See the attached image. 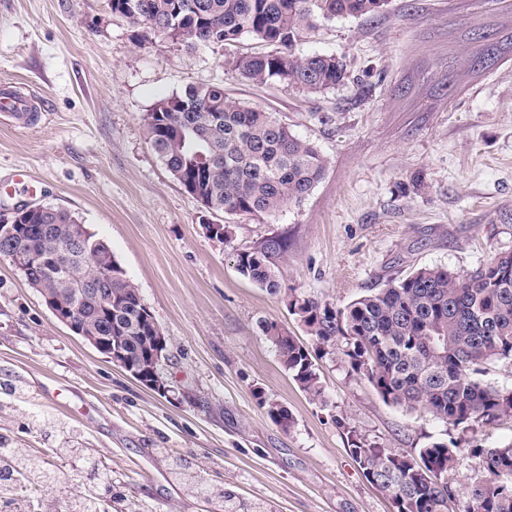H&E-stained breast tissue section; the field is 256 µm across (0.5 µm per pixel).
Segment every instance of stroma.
Wrapping results in <instances>:
<instances>
[{
  "instance_id": "stroma-1",
  "label": "stroma",
  "mask_w": 512,
  "mask_h": 512,
  "mask_svg": "<svg viewBox=\"0 0 512 512\" xmlns=\"http://www.w3.org/2000/svg\"><path fill=\"white\" fill-rule=\"evenodd\" d=\"M512 34L503 0H391L368 18L318 22L301 54H346L351 77L321 95L256 84L208 48L139 42L106 0H0V85L38 93L44 113L18 128L0 117V220L53 205L105 239L168 338L167 394L131 378L59 323L0 257V436L57 465L30 512H67L88 488L60 448H91L139 512H221L172 466L190 462L211 488L268 512H394L364 477L347 433L415 454L459 429L386 404L350 375L340 353L318 356L314 401L281 364L261 324L313 341L287 289L334 307L412 268L468 271L512 250V60L474 73L462 51L474 32ZM200 83L271 112L328 160L301 202L272 216L219 214L212 238L200 203L152 149L142 117ZM37 181L16 184V171ZM288 238L281 293L242 278L236 251ZM275 399L282 431L259 403ZM260 404L266 409L270 419L283 431L286 432L292 427L294 420L287 407L274 399L265 397H260Z\"/></svg>"
}]
</instances>
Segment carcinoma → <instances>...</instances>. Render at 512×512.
<instances>
[{"label":"carcinoma","mask_w":512,"mask_h":512,"mask_svg":"<svg viewBox=\"0 0 512 512\" xmlns=\"http://www.w3.org/2000/svg\"><path fill=\"white\" fill-rule=\"evenodd\" d=\"M390 0H108L112 13L145 33L188 49H224L247 37L276 45L275 52L237 53L228 63L255 83L279 81L308 94L345 83L343 54L300 55L295 42L316 21L384 13ZM512 52V35L466 51L462 60L478 72ZM146 137L170 174L204 212L264 216L300 202L323 178L327 160L312 142L294 134L272 113L227 96L217 84L190 86L157 101L143 118ZM13 228L14 234L3 231ZM288 253V239L272 236L235 253L239 274L272 294L281 292L275 268ZM0 257L24 275L42 297L73 303L79 324L106 345H121L138 362L162 330L127 278L109 244L70 212L43 205L0 222ZM288 306L305 326L316 351L339 350L348 371L367 380L382 400L408 412L420 410L462 435L430 441L418 456L396 454L377 440L348 431L349 450L365 478L393 501L395 512H448L464 495V512H512V443L483 447L475 428L512 417V388L484 382L488 366L512 364V250L467 272L422 266L389 279L342 308L289 293ZM262 331L279 360L310 399L323 387L316 356L274 322ZM270 419L288 431L293 417L271 398H260ZM482 460L483 473L459 490L448 475L461 449ZM197 495L208 488L173 459ZM40 458L0 455V498L16 483H56ZM224 512H256L235 493L220 492ZM112 507V482L99 483L74 500L72 512Z\"/></svg>","instance_id":"1"}]
</instances>
